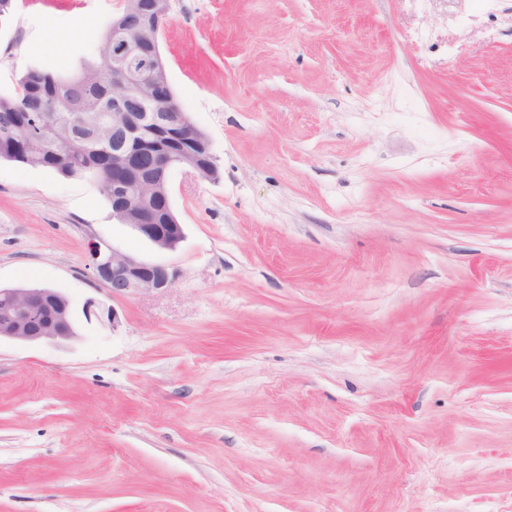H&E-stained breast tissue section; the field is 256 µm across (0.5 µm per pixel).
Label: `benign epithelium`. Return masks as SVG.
Wrapping results in <instances>:
<instances>
[{"label": "benign epithelium", "mask_w": 512, "mask_h": 512, "mask_svg": "<svg viewBox=\"0 0 512 512\" xmlns=\"http://www.w3.org/2000/svg\"><path fill=\"white\" fill-rule=\"evenodd\" d=\"M112 150L126 155H152L145 149L142 132L147 127L163 136L164 121L153 105L174 98L167 66L145 33L134 38L119 26L112 27ZM132 228L160 249L172 250L184 238L176 217L168 224H134ZM88 268L94 278L114 296L161 291L172 287L175 272L159 263L145 262L114 250L94 236L87 242ZM74 336L68 299L52 288L0 289V340L33 343L67 340Z\"/></svg>", "instance_id": "obj_1"}]
</instances>
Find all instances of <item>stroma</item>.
<instances>
[{
	"mask_svg": "<svg viewBox=\"0 0 512 512\" xmlns=\"http://www.w3.org/2000/svg\"><path fill=\"white\" fill-rule=\"evenodd\" d=\"M121 9L15 0L0 91ZM159 48L219 169L175 249L0 161V285L76 328L0 341V512H512V0H172ZM87 258L88 269L112 296L165 290L172 287L176 277L168 266L118 252L95 236L87 242Z\"/></svg>",
	"mask_w": 512,
	"mask_h": 512,
	"instance_id": "1",
	"label": "stroma"
}]
</instances>
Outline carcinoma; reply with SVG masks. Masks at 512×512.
I'll return each mask as SVG.
<instances>
[{
	"label": "carcinoma",
	"instance_id": "1",
	"mask_svg": "<svg viewBox=\"0 0 512 512\" xmlns=\"http://www.w3.org/2000/svg\"><path fill=\"white\" fill-rule=\"evenodd\" d=\"M112 98V67L84 58L71 71L32 68L17 81L11 93L0 92V160L18 162L32 168L49 169L68 178L89 179L97 184L111 207L112 199V130L107 128L109 115L93 108L102 96ZM49 122L54 127L50 138L32 140L26 153L15 151L16 142L30 132L23 127V113ZM208 137L198 131L193 138L174 125L166 139L164 154H190L206 166L209 177L219 171L216 159L207 151ZM170 163L150 164L134 171L141 184L151 183L166 190ZM130 223L166 224L168 215L159 213L153 200L141 201L128 219Z\"/></svg>",
	"mask_w": 512,
	"mask_h": 512
}]
</instances>
